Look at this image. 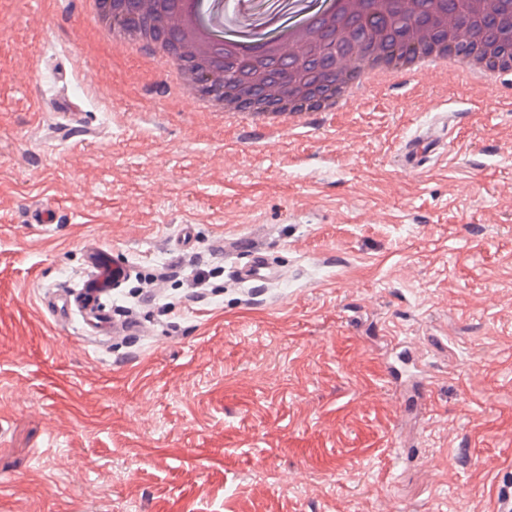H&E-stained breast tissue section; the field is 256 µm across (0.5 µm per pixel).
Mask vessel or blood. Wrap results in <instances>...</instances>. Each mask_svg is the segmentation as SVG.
<instances>
[{
    "mask_svg": "<svg viewBox=\"0 0 512 512\" xmlns=\"http://www.w3.org/2000/svg\"><path fill=\"white\" fill-rule=\"evenodd\" d=\"M65 122L63 135L73 138L83 135L82 114L75 102L63 99L58 103ZM447 129L442 122L431 123L400 147L397 164L406 174L413 175L425 169L429 162L447 157ZM225 250L239 252L240 257L231 270L234 282L251 286H272L280 282L285 272L260 247L239 251L237 242H228ZM85 273L74 286L55 289L43 303L60 322L71 316H79L83 329L90 336H143L146 326L131 317L120 318L112 310V295L131 278L134 268L119 260L109 249L97 240L88 241L83 247Z\"/></svg>",
    "mask_w": 512,
    "mask_h": 512,
    "instance_id": "obj_1",
    "label": "vessel or blood"
}]
</instances>
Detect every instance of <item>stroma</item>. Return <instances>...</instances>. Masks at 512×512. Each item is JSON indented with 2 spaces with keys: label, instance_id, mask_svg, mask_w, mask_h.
<instances>
[{
  "label": "stroma",
  "instance_id": "obj_1",
  "mask_svg": "<svg viewBox=\"0 0 512 512\" xmlns=\"http://www.w3.org/2000/svg\"><path fill=\"white\" fill-rule=\"evenodd\" d=\"M173 83L85 0H0V512H496L512 74H404L275 136L212 125ZM64 96L91 136L59 137ZM448 112L447 161L400 173L401 143ZM48 203L58 224H26ZM92 237L134 266L112 308L149 335L42 306ZM228 238L287 279L234 284ZM400 341L423 373L392 387Z\"/></svg>",
  "mask_w": 512,
  "mask_h": 512
}]
</instances>
